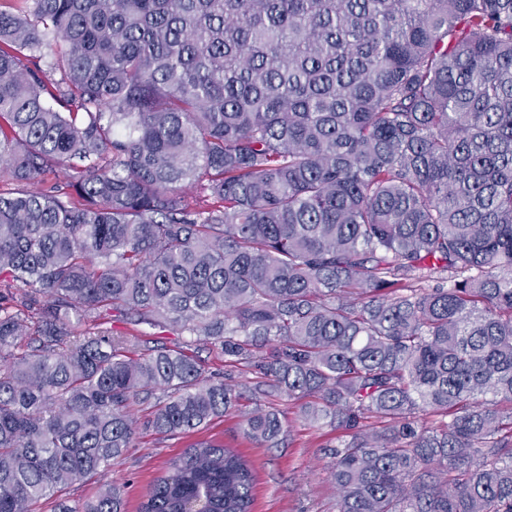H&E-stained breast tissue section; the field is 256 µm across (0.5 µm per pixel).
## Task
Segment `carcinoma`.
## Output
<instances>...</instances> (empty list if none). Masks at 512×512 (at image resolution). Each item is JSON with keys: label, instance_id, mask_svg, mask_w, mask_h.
<instances>
[{"label": "carcinoma", "instance_id": "1", "mask_svg": "<svg viewBox=\"0 0 512 512\" xmlns=\"http://www.w3.org/2000/svg\"><path fill=\"white\" fill-rule=\"evenodd\" d=\"M3 171L0 512L244 398L347 431L335 512H512V0H0ZM254 482L201 441L142 512ZM112 328L126 334H145L146 336L144 338H148L150 341L157 340L164 342L171 348L182 347L186 352L197 356L204 363L205 369L208 370V374H219L216 377L223 376L224 379L225 369H230L228 367H224V356L218 354L216 350L209 349V346L192 342L194 336H186V334L184 336H154L152 334L156 331L145 325L133 326L119 321L112 322Z\"/></svg>", "mask_w": 512, "mask_h": 512}]
</instances>
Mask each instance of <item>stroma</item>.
Instances as JSON below:
<instances>
[{
    "instance_id": "stroma-1",
    "label": "stroma",
    "mask_w": 512,
    "mask_h": 512,
    "mask_svg": "<svg viewBox=\"0 0 512 512\" xmlns=\"http://www.w3.org/2000/svg\"><path fill=\"white\" fill-rule=\"evenodd\" d=\"M298 402L284 403L285 442L276 448L257 445L240 430V413L225 415L210 427L160 437L145 427L136 430L135 445L113 463L106 478L92 477L67 486L62 499L77 505L94 498L103 482L118 485L125 512H139L154 482L167 474L172 460L185 448L209 440L236 449L252 464L254 512H334L336 487L325 469L322 448L335 445L336 429L306 425L298 416Z\"/></svg>"
}]
</instances>
